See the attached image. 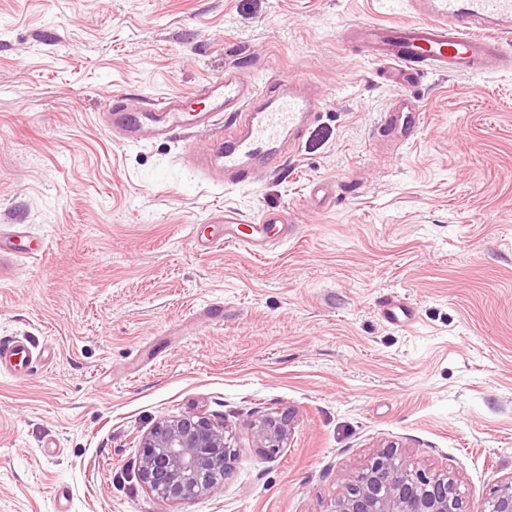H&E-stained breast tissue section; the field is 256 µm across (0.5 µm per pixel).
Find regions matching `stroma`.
I'll use <instances>...</instances> for the list:
<instances>
[{
	"label": "stroma",
	"mask_w": 512,
	"mask_h": 512,
	"mask_svg": "<svg viewBox=\"0 0 512 512\" xmlns=\"http://www.w3.org/2000/svg\"><path fill=\"white\" fill-rule=\"evenodd\" d=\"M408 18L405 0H0V228L21 233L0 340L33 353L0 372V512H332L339 474L390 442L489 512L512 477V70L403 85L341 43ZM230 67L325 92L277 174L217 184L186 165L185 131L113 136V95L135 107ZM401 98L425 118L391 153L377 122ZM271 209L291 238L191 236ZM387 294L410 324L382 320ZM276 412L292 434L268 457L246 424ZM190 413L235 435L234 473L164 500L140 441Z\"/></svg>",
	"instance_id": "stroma-1"
}]
</instances>
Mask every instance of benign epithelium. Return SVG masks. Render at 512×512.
I'll list each match as a JSON object with an SVG mask.
<instances>
[{"label": "benign epithelium", "mask_w": 512, "mask_h": 512, "mask_svg": "<svg viewBox=\"0 0 512 512\" xmlns=\"http://www.w3.org/2000/svg\"><path fill=\"white\" fill-rule=\"evenodd\" d=\"M253 442L266 455L276 454L290 435L287 416L268 415L250 421ZM139 481L165 500L181 501L214 491L233 469L236 449L224 426L200 414L163 419L142 440ZM399 457L389 443L355 476L344 479V491L333 512H466L453 479L403 467H381ZM493 512H512V479L496 491Z\"/></svg>", "instance_id": "1"}]
</instances>
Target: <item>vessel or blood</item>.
<instances>
[{
	"mask_svg": "<svg viewBox=\"0 0 512 512\" xmlns=\"http://www.w3.org/2000/svg\"><path fill=\"white\" fill-rule=\"evenodd\" d=\"M408 3L412 20L356 25L348 30L345 42L356 45L364 59L389 65L394 76L408 85L432 71L481 75L503 66L507 59L503 38L512 33V0ZM274 88L278 93L273 96L270 88L252 85L238 69L230 68L190 97L142 108L128 107L123 98H115L109 107L111 128L126 142L163 135L173 128L209 131L211 152L190 153L187 161L191 168L211 180L253 184L283 165L285 140L299 139L321 110L317 94L298 78L278 80ZM223 112L238 116L232 134H225L215 122ZM422 122L417 104L406 98L382 114L379 129L399 148L415 139ZM284 221L282 212L264 211L258 224L242 237V245H254L264 226ZM379 309L393 324L410 314L409 308L391 295L380 298Z\"/></svg>",
	"mask_w": 512,
	"mask_h": 512,
	"instance_id": "b4317fda",
	"label": "vessel or blood"
}]
</instances>
